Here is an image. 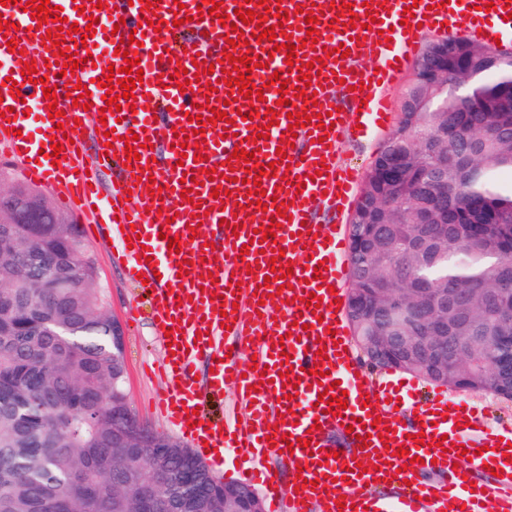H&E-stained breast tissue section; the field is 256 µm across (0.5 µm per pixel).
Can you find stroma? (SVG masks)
<instances>
[{
    "label": "stroma",
    "mask_w": 512,
    "mask_h": 512,
    "mask_svg": "<svg viewBox=\"0 0 512 512\" xmlns=\"http://www.w3.org/2000/svg\"><path fill=\"white\" fill-rule=\"evenodd\" d=\"M409 78V72H402L396 83L385 92L389 109L387 126L358 141L342 140L341 158L355 169L358 176H365L374 157L384 149L392 131L391 125L397 120L401 95ZM86 247L97 267L99 282L106 291L107 309L123 332L127 368L125 389L129 404L140 421L160 434L175 437V430L151 403L163 388L161 372L165 351L153 323L150 288L127 280L123 265L117 258L116 241L108 238L90 240ZM132 306L139 310V319L134 325L127 320V310Z\"/></svg>",
    "instance_id": "stroma-1"
}]
</instances>
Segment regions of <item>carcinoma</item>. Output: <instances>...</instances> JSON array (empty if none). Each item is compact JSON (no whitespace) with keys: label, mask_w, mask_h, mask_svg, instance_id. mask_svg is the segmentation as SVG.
<instances>
[{"label":"carcinoma","mask_w":512,"mask_h":512,"mask_svg":"<svg viewBox=\"0 0 512 512\" xmlns=\"http://www.w3.org/2000/svg\"><path fill=\"white\" fill-rule=\"evenodd\" d=\"M462 125L469 154L448 170V223L444 245L429 248L428 272L461 284L475 282L512 292V188L500 187L499 169H512V129L493 141L480 136L486 114L448 104ZM3 224L0 233L18 248L0 264V512H129L135 498L163 468L134 451L112 447V406H129L119 382L123 366L112 352V325L95 268L76 225ZM424 224H397L395 250L421 235ZM39 252L60 281L45 288L28 266ZM385 288L403 295L416 269L370 252L356 260L358 276L371 266ZM473 321L448 315L456 336H512V320L488 313L481 297ZM68 321L72 336L47 331ZM135 473L128 496L115 485Z\"/></svg>","instance_id":"cac0c4a2"}]
</instances>
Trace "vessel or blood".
I'll list each match as a JSON object with an SVG mask.
<instances>
[{"mask_svg":"<svg viewBox=\"0 0 512 512\" xmlns=\"http://www.w3.org/2000/svg\"><path fill=\"white\" fill-rule=\"evenodd\" d=\"M512 0H268L267 25L275 40H254L255 25L240 24L238 11L257 10L256 0H220L218 15L199 16L202 0H50L58 15L80 28L94 24L93 49L83 48L79 32L62 46L47 43L45 28L24 12L26 0L0 8L12 23L0 38V152L22 175L56 189L87 223L91 239L116 236L129 278L154 281L152 300L157 332H169L175 353L166 355L165 390L159 405L167 419L198 454L220 462L234 448L260 461L248 480L259 481L269 512H382L376 491L404 486L397 512H512V429L492 423L469 398L460 395L409 398L400 382H372L356 358L343 303L333 291L349 277L342 257L345 237L316 224L321 208L348 206L356 176L343 167L339 145L356 127L384 120L380 98L429 30L479 36L485 43H512ZM413 8L414 25L403 24ZM286 11L278 18L276 9ZM162 19L160 30L146 20ZM317 16L315 40H308L306 16ZM181 25H174V18ZM342 27L333 30L331 20ZM391 31V44L380 31ZM248 35L249 44L228 47ZM17 43L9 52L8 40ZM295 45L294 61L275 44ZM349 51L337 53V46ZM136 52L143 69L135 100L121 86L106 105L99 81L108 66L122 67L124 52ZM78 54L73 76L61 78L60 53ZM258 57L252 83L263 101L229 102L222 70L230 57ZM325 65L310 78L315 99L296 98L302 64ZM34 62L40 77L22 76L21 62ZM281 72L292 96L281 103L270 82ZM199 74L188 82V74ZM13 86H6L5 78ZM91 93L90 108L74 106L78 84ZM54 89L60 120L49 119L44 88ZM20 97H13V90ZM226 112L223 121L201 124L199 106ZM273 126H266L267 108ZM9 118H2V111ZM307 111L306 125L289 130V114ZM111 135H103L99 124ZM149 137L139 159L124 153L129 134ZM194 143L183 146L185 136ZM64 142L65 156H52V142ZM254 152L238 160L235 148ZM273 174H266V166ZM260 173L263 196L250 194L244 180ZM197 188L193 202L185 192ZM137 237L126 240L124 225ZM211 224L202 232L201 224ZM274 227V240L263 230ZM179 238L180 250L169 249ZM248 254H241V247ZM223 265H216V252ZM292 266L291 276L272 265ZM320 298L319 310L305 304ZM211 367L198 383V362ZM230 390L243 404L245 427L228 429L200 414V390ZM344 397L330 411L324 390ZM414 419L403 426L397 409ZM353 427L356 437L340 451L330 441L335 431ZM368 441H361V434ZM423 443H415L416 435ZM405 455H397V448ZM300 466V477L282 489L278 473L263 458ZM491 467L492 483L479 480Z\"/></svg>","mask_w":512,"mask_h":512,"instance_id":"b4317fda","label":"vessel or blood"}]
</instances>
